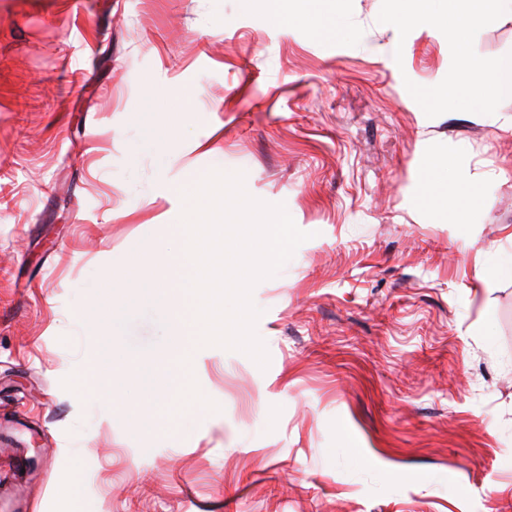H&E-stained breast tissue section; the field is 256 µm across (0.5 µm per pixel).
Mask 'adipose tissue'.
<instances>
[{"label": "adipose tissue", "instance_id": "obj_1", "mask_svg": "<svg viewBox=\"0 0 512 512\" xmlns=\"http://www.w3.org/2000/svg\"><path fill=\"white\" fill-rule=\"evenodd\" d=\"M392 3L405 28L444 29L449 45L459 56L447 83L424 94L425 105H435L451 96L466 105L487 103L491 98L512 94L511 57L482 62L462 55L474 28L487 23L512 21V0H490L486 9L476 6L475 0H392Z\"/></svg>", "mask_w": 512, "mask_h": 512}]
</instances>
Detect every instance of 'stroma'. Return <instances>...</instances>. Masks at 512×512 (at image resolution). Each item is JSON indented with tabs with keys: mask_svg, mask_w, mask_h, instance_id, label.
Segmentation results:
<instances>
[{
	"mask_svg": "<svg viewBox=\"0 0 512 512\" xmlns=\"http://www.w3.org/2000/svg\"><path fill=\"white\" fill-rule=\"evenodd\" d=\"M335 10L320 38L241 0H0V512H69L72 476L82 512H512V281L483 283L512 253V97L427 110L446 34L391 0ZM467 54L512 56V22ZM434 153L449 196L482 185L481 223L416 205ZM212 170L312 238L252 291L268 368L204 347L219 412L160 430L139 376L132 426L61 374L171 343L125 281L115 337L85 313L141 224L175 219L164 182Z\"/></svg>",
	"mask_w": 512,
	"mask_h": 512,
	"instance_id": "stroma-1",
	"label": "stroma"
}]
</instances>
